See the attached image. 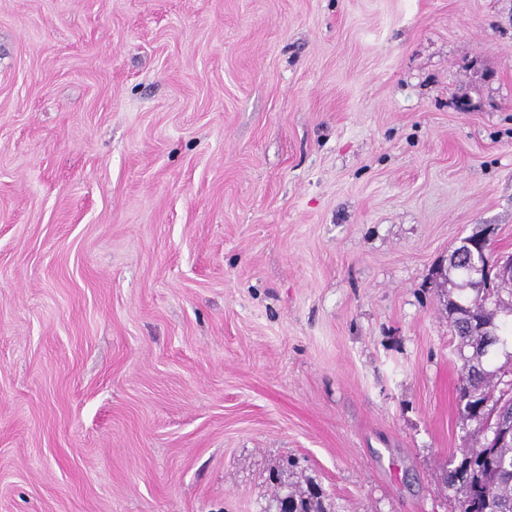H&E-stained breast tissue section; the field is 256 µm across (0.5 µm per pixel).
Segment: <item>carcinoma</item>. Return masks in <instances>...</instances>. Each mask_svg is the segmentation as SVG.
<instances>
[{
    "mask_svg": "<svg viewBox=\"0 0 512 512\" xmlns=\"http://www.w3.org/2000/svg\"><path fill=\"white\" fill-rule=\"evenodd\" d=\"M480 237L476 233L464 239L448 259L451 270L463 277L462 289L472 296L462 302L448 305V318L455 336L459 338V357L462 360L457 388V401L464 419H487V409L494 407L507 413L512 411V367L489 369L494 351L512 344V321L501 318L512 316V303L501 298L506 291L512 296V282H503L492 276L486 260L477 270L471 260L475 253L471 242ZM491 279L490 287L482 290L477 285ZM486 326V335L474 336L470 332L472 320ZM471 353H465V349ZM482 444L478 448L462 449L461 457L448 465L444 474L446 488L461 494L458 512H512V436L491 439L487 425L478 424ZM292 502L289 512H326L320 496L314 489L290 490Z\"/></svg>",
    "mask_w": 512,
    "mask_h": 512,
    "instance_id": "1",
    "label": "carcinoma"
}]
</instances>
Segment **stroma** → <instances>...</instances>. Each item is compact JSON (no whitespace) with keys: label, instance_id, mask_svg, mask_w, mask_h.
Masks as SVG:
<instances>
[{"label":"stroma","instance_id":"1","mask_svg":"<svg viewBox=\"0 0 512 512\" xmlns=\"http://www.w3.org/2000/svg\"><path fill=\"white\" fill-rule=\"evenodd\" d=\"M481 229L512 0H0V512H456ZM288 493L292 496L289 511L288 505L290 501ZM276 508L279 512H327L320 496L315 494L314 489L311 487L307 491L291 489L281 497V501Z\"/></svg>","mask_w":512,"mask_h":512}]
</instances>
